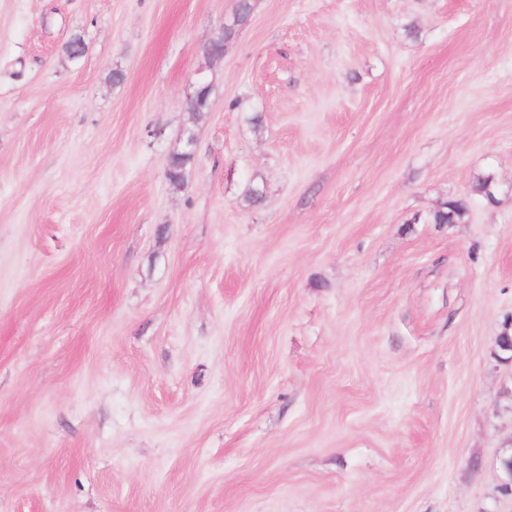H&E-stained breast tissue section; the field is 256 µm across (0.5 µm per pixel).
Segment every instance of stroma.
<instances>
[{
	"label": "stroma",
	"instance_id": "35a3bbf8",
	"mask_svg": "<svg viewBox=\"0 0 512 512\" xmlns=\"http://www.w3.org/2000/svg\"><path fill=\"white\" fill-rule=\"evenodd\" d=\"M237 3L0 0V512H512V0ZM252 0H240L237 4L235 15L231 24H228L224 34V24L220 29L218 35L210 38L206 45L212 44L210 49L205 48V52L211 56L220 58L224 55V39L225 47L230 43L240 28L247 25L253 13L255 3ZM193 160V155L184 153V150L174 152L170 155V170L167 180L173 188H180L184 184L187 170L191 167Z\"/></svg>",
	"mask_w": 512,
	"mask_h": 512
}]
</instances>
